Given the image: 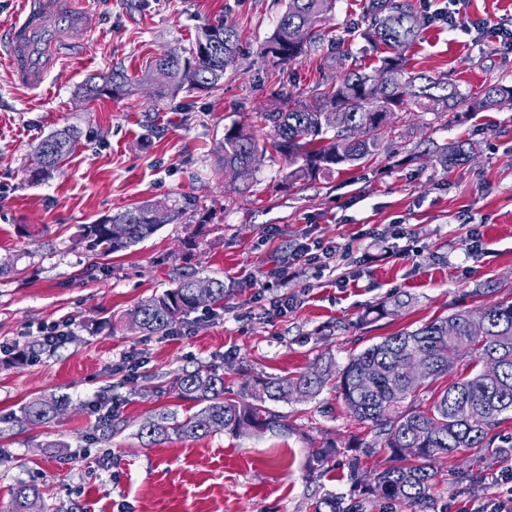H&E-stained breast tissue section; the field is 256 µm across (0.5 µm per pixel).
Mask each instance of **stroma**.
I'll list each match as a JSON object with an SVG mask.
<instances>
[{"mask_svg":"<svg viewBox=\"0 0 512 512\" xmlns=\"http://www.w3.org/2000/svg\"><path fill=\"white\" fill-rule=\"evenodd\" d=\"M363 5L338 0L329 37L287 64L260 53L283 0H85L84 33L38 92L0 55V508L22 482L38 486L49 512H313L324 497H350L355 478L385 468L386 456L352 447L364 431L329 386L277 404L285 434L153 443L140 429L162 411H196L170 389L183 370L216 372L235 392L252 376L305 371L320 355L344 367L385 336L512 298V105L412 114L377 157L309 181L286 182L279 155L247 188L215 175L225 127L279 98L311 97L335 80L341 56L377 66L376 52L350 36ZM219 16L238 35L233 70L219 88L155 102L142 80L148 63L168 49L186 54ZM510 21L512 0H464L456 27L426 22L410 64L467 94L512 86V48L493 33ZM114 67L134 78L130 92L79 97L86 77ZM72 126L80 136L59 171L31 183L38 142ZM446 143L464 144L467 161L444 166ZM155 200L178 205L179 219L105 258L78 244L81 225ZM475 233L483 250L470 247ZM307 237L348 248L347 260L278 287L271 270ZM186 272L223 280V308H198L164 335L122 324ZM283 292L287 312L268 316ZM397 298L405 308L373 314ZM53 324L63 340L42 345L41 328ZM32 346L37 356L17 361ZM52 394L70 396L63 415L21 423L26 402ZM104 406L117 433L99 427ZM328 443L338 449L332 469L311 470L310 450ZM504 463L469 450L436 460L437 512H477L505 496L494 479Z\"/></svg>","mask_w":512,"mask_h":512,"instance_id":"1","label":"stroma"}]
</instances>
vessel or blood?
<instances>
[{
  "label": "vessel or blood",
  "instance_id": "vessel-or-blood-1",
  "mask_svg": "<svg viewBox=\"0 0 512 512\" xmlns=\"http://www.w3.org/2000/svg\"><path fill=\"white\" fill-rule=\"evenodd\" d=\"M27 7L24 21L7 34V61L21 83L36 88L82 34L85 15L83 0H29Z\"/></svg>",
  "mask_w": 512,
  "mask_h": 512
}]
</instances>
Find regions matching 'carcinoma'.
I'll return each instance as SVG.
<instances>
[{"instance_id": "cac0c4a2", "label": "carcinoma", "mask_w": 512, "mask_h": 512, "mask_svg": "<svg viewBox=\"0 0 512 512\" xmlns=\"http://www.w3.org/2000/svg\"><path fill=\"white\" fill-rule=\"evenodd\" d=\"M337 0H286L285 8L262 54L279 62L298 59L308 46L325 37V24ZM368 25L361 39L376 49L384 47L379 66L368 71L350 64L344 75L317 87L313 98H285L276 107L257 112L252 123H234L224 129V140L215 161L218 173L243 184L256 179L269 151L288 159L290 182L305 181L329 173L339 165L353 166L376 156L392 129L396 115L423 113L438 118L464 105L469 109L496 107L512 99V86L490 84L473 96L461 92L446 78H435L407 68L404 51L420 36L424 18L412 0H368ZM237 53L234 29L220 17L208 24L185 57L159 55L149 63L146 80L154 97L162 101L188 88L205 90L224 81ZM131 87L124 70L87 77L81 87L86 99L118 96ZM270 128L268 139L257 135V125ZM78 139L75 129L50 133L38 143L33 183L51 177L69 155ZM463 147L440 149L443 165L464 159ZM179 209L161 201L144 202L96 224L82 226L79 241L101 256L125 251L178 218ZM204 282L210 289V304H224V282L195 275L149 298L126 314V322L148 334L166 333L179 320L198 309L194 291ZM484 322L482 334L470 330V319ZM455 335H448V327ZM493 359L499 373L489 376L484 362ZM419 361L427 369L416 384L399 374L395 364ZM450 373L456 381L432 398L428 407L420 396L437 379ZM333 385L350 416L367 426L372 440L358 442L366 448L389 454L391 464L363 482L355 481L359 493L381 498L408 512H435V473L432 462L452 457L461 449L479 454L490 450L504 456L511 448L495 445L493 429L501 416L512 414V301H499L475 311L457 309L422 326L384 337L350 357L341 370L331 359L319 358L297 375L256 377L244 383L234 396L224 392V377L196 369L174 379L177 398L202 407L182 418L165 416L143 425L152 440L203 438L215 431L238 436L288 431L286 416L272 408L294 398H311ZM69 406L65 395L36 397L22 407L23 421L32 425L57 418ZM328 445L314 448L312 469H322L335 455ZM40 497L37 487L20 485L12 493L6 512H26L27 501Z\"/></svg>"}]
</instances>
